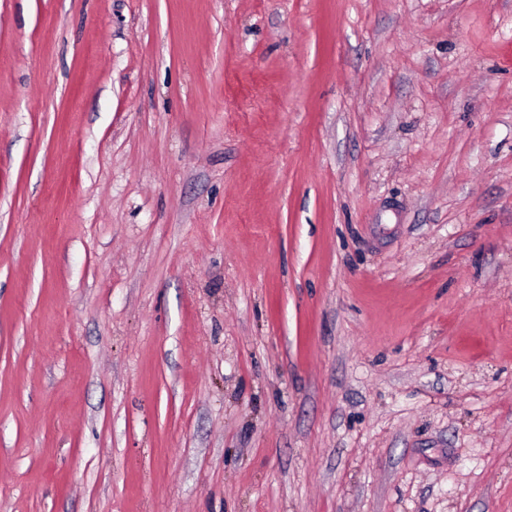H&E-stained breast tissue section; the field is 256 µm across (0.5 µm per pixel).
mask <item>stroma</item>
<instances>
[{"instance_id":"stroma-1","label":"stroma","mask_w":512,"mask_h":512,"mask_svg":"<svg viewBox=\"0 0 512 512\" xmlns=\"http://www.w3.org/2000/svg\"><path fill=\"white\" fill-rule=\"evenodd\" d=\"M0 512H512V0H0Z\"/></svg>"}]
</instances>
